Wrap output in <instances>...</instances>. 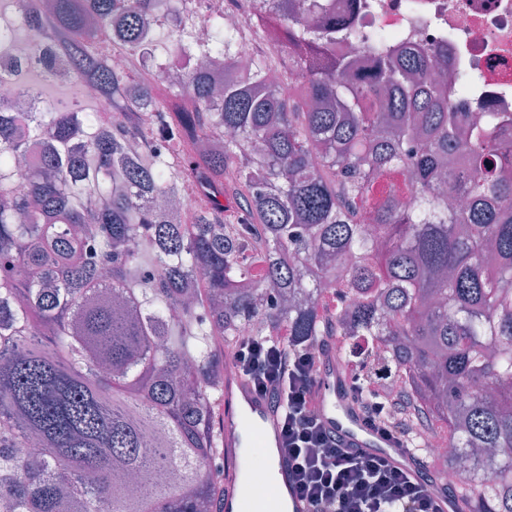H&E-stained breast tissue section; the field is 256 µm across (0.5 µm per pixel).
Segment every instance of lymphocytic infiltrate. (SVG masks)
Wrapping results in <instances>:
<instances>
[{"label": "lymphocytic infiltrate", "instance_id": "1", "mask_svg": "<svg viewBox=\"0 0 512 512\" xmlns=\"http://www.w3.org/2000/svg\"><path fill=\"white\" fill-rule=\"evenodd\" d=\"M287 331L274 336H244L231 345L233 364L282 416V446L300 496L309 512H439L427 476L413 478L386 459L342 448L313 408L314 386L328 353L316 341L292 349ZM349 390L366 425L404 451L414 430L402 393L382 390V373L360 380L350 374ZM370 385L362 395V385Z\"/></svg>", "mask_w": 512, "mask_h": 512}]
</instances>
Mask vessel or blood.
I'll return each instance as SVG.
<instances>
[{
  "instance_id": "vessel-or-blood-1",
  "label": "vessel or blood",
  "mask_w": 512,
  "mask_h": 512,
  "mask_svg": "<svg viewBox=\"0 0 512 512\" xmlns=\"http://www.w3.org/2000/svg\"><path fill=\"white\" fill-rule=\"evenodd\" d=\"M349 381L336 354H329L319 372L315 388L316 413L327 429L336 433L346 448L356 453L379 455L395 468L416 477L417 462L396 448L364 422L347 394ZM224 512H308L299 496L280 451L282 423L278 411L259 396L240 375L224 379ZM265 448L267 480L276 487L274 498L253 492L245 478L251 448Z\"/></svg>"
}]
</instances>
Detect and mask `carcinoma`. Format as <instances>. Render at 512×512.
I'll list each match as a JSON object with an SVG mask.
<instances>
[{
	"mask_svg": "<svg viewBox=\"0 0 512 512\" xmlns=\"http://www.w3.org/2000/svg\"><path fill=\"white\" fill-rule=\"evenodd\" d=\"M250 2L284 29L208 15L205 45L170 0H0V28L53 40L95 91L0 102V512H224V342L245 328L381 340L471 512H512V455L477 452L512 448V135L433 100L382 32L381 76H357L329 51L359 35L320 0ZM160 52L224 55L223 93L188 67L158 86Z\"/></svg>",
	"mask_w": 512,
	"mask_h": 512,
	"instance_id": "carcinoma-1",
	"label": "carcinoma"
}]
</instances>
